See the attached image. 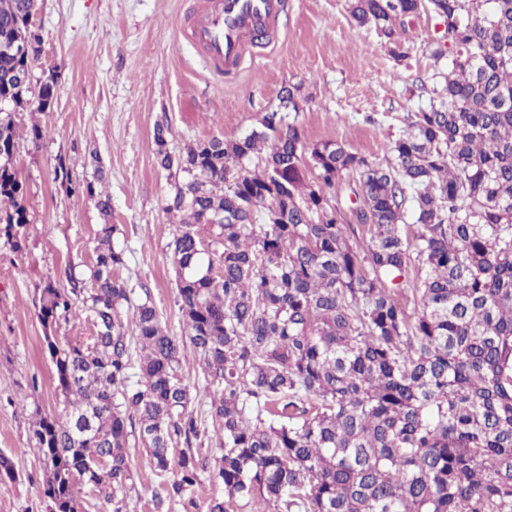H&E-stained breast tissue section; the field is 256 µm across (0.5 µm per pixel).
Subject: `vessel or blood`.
<instances>
[{"mask_svg": "<svg viewBox=\"0 0 512 512\" xmlns=\"http://www.w3.org/2000/svg\"><path fill=\"white\" fill-rule=\"evenodd\" d=\"M285 0H197L182 30L219 75L242 71L256 32L272 27Z\"/></svg>", "mask_w": 512, "mask_h": 512, "instance_id": "vessel-or-blood-1", "label": "vessel or blood"}]
</instances>
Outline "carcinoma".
I'll use <instances>...</instances> for the list:
<instances>
[{
	"label": "carcinoma",
	"instance_id": "obj_1",
	"mask_svg": "<svg viewBox=\"0 0 512 512\" xmlns=\"http://www.w3.org/2000/svg\"><path fill=\"white\" fill-rule=\"evenodd\" d=\"M34 10L0 0V238L16 251L29 219L15 118L38 56L15 43ZM349 14L397 58L400 18L446 26L428 46L430 107L385 162L309 144L278 112L179 156L154 129L156 162L184 174L165 210L179 217V311L223 450L213 466L194 448L208 429L183 342L148 293L124 315L116 225H100L89 276L44 282L38 317L68 408L33 422L48 512H84V486L126 512L132 441L169 474L154 512L196 505L186 494L206 471L224 486L206 512H512V0H353ZM55 87L44 78L37 111ZM54 179L110 215L95 182L63 162ZM344 183L356 225L336 199ZM204 225L219 230L211 244ZM77 301L94 336L62 345L54 327ZM184 351L186 361L183 360V375L186 378V381L189 382L193 396H195L196 391L200 392V396H197V399L194 402V409L199 414L201 413L203 416L206 415L204 411L207 409V406L204 405L205 401H209V398L202 399V395H204V390L206 386V382L203 377L202 370L198 364V360H195V355L193 352V348L191 347L189 341L186 339L184 342Z\"/></svg>",
	"mask_w": 512,
	"mask_h": 512
}]
</instances>
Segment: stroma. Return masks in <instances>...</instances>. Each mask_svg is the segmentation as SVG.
Masks as SVG:
<instances>
[{"label": "stroma", "mask_w": 512, "mask_h": 512, "mask_svg": "<svg viewBox=\"0 0 512 512\" xmlns=\"http://www.w3.org/2000/svg\"><path fill=\"white\" fill-rule=\"evenodd\" d=\"M193 2L38 0L43 55L32 79L52 68L57 83L51 110L17 117L24 136L16 167L29 222L21 252L0 244V453L16 472L0 481V512H47V475L30 427L37 417L62 416L64 404L36 300L47 277L92 265L101 224L119 228L121 278L135 296L150 292L169 332L184 334L169 248L174 219L164 209L180 175L155 160L157 124L168 126L175 154L220 133L241 137L279 110L283 87L298 84L300 109L285 113V122L307 142L333 140L379 162L407 116L430 105L424 85L433 62L425 49L444 30L433 17L405 18L407 56L398 61L380 31L354 24L347 0H288L271 43L254 49L238 77L223 80L178 35ZM35 123L48 130L36 143L25 136ZM61 159L73 177L101 174L97 187L111 197L110 216L55 181ZM130 453L129 510L151 512L160 477L143 448Z\"/></svg>", "instance_id": "stroma-1"}]
</instances>
